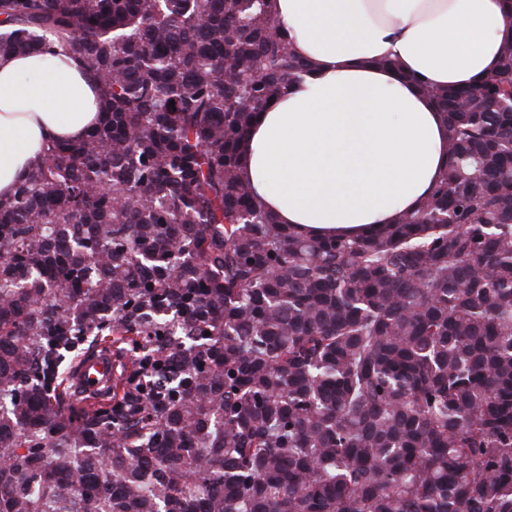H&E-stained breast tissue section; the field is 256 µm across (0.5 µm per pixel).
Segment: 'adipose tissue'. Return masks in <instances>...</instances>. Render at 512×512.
I'll use <instances>...</instances> for the list:
<instances>
[{"label":"adipose tissue","mask_w":512,"mask_h":512,"mask_svg":"<svg viewBox=\"0 0 512 512\" xmlns=\"http://www.w3.org/2000/svg\"><path fill=\"white\" fill-rule=\"evenodd\" d=\"M307 70L259 112L239 177L278 223L360 237L417 209L448 165V124L414 82L476 85L512 36V0H269ZM102 119L71 54L0 57V196Z\"/></svg>","instance_id":"adipose-tissue-1"}]
</instances>
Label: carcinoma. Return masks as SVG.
I'll list each match as a JSON object with an SVG mask.
<instances>
[{"label":"carcinoma","instance_id":"carcinoma-1","mask_svg":"<svg viewBox=\"0 0 512 512\" xmlns=\"http://www.w3.org/2000/svg\"><path fill=\"white\" fill-rule=\"evenodd\" d=\"M2 24L0 55L92 70L103 119L0 198V512H512V39L481 83L422 85L448 169L421 207L342 239L238 176L305 69L268 0ZM111 335L148 395L79 407L65 361Z\"/></svg>","mask_w":512,"mask_h":512}]
</instances>
